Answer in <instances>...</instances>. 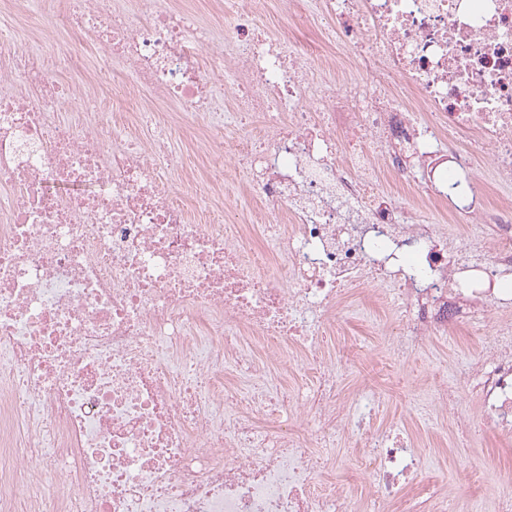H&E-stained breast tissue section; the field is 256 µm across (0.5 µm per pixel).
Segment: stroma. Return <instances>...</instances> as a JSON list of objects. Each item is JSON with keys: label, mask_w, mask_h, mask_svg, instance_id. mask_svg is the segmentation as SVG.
I'll use <instances>...</instances> for the list:
<instances>
[{"label": "stroma", "mask_w": 512, "mask_h": 512, "mask_svg": "<svg viewBox=\"0 0 512 512\" xmlns=\"http://www.w3.org/2000/svg\"><path fill=\"white\" fill-rule=\"evenodd\" d=\"M82 65L76 72L54 70V78L62 83L81 81L96 99L89 110L99 116L112 113V82L124 76L122 67L103 59L95 45L81 47ZM126 111L154 112L156 121L145 127L140 138L151 143L164 137L169 150L184 159L172 176L174 190L190 188L210 189L214 199L223 208H241L245 219H253L255 206L226 184L221 173L214 169L210 152L215 138L211 130L189 128L175 116L171 107L153 104L146 96L137 95L126 105ZM372 293L362 288L348 299L338 320L341 335L331 337L324 349L333 356L344 344H356L360 352L343 367L337 368L336 380L342 390L343 403L352 405L357 413H370L372 429L385 431L398 428L405 431L422 454L423 466L414 481V489L421 496L440 493L447 499H462L474 512H495L502 490L512 481V437L486 433L484 438L463 443L455 431L460 422L481 425L487 413L474 384L462 386L449 412L436 409L429 401L433 387L446 382L455 366L478 357L481 335L496 333L501 312L492 304H484L473 320L478 333L460 329L438 332L427 341L409 346L402 358H394L381 338L391 331V316L402 315L405 304L392 298L390 314L379 315L373 322L366 321L362 307ZM360 433L355 424H346L336 440L334 452L342 463L330 476L339 494L348 497L357 508H365L372 496L357 466L350 463V455L357 451Z\"/></svg>", "instance_id": "stroma-1"}]
</instances>
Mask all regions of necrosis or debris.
Wrapping results in <instances>:
<instances>
[{"instance_id":"4bbe7bcc","label":"necrosis or debris","mask_w":512,"mask_h":512,"mask_svg":"<svg viewBox=\"0 0 512 512\" xmlns=\"http://www.w3.org/2000/svg\"><path fill=\"white\" fill-rule=\"evenodd\" d=\"M107 4L69 0L24 53L23 29L0 31V512H348L325 480L346 417L320 355L337 309L376 282L377 299L405 300L413 343L468 328L469 305L512 269V204L486 198L512 183V0H318L300 20L332 58L266 37L265 0H226L220 47L160 0ZM62 32L91 38L186 125L243 129L218 164L272 217L262 242L172 190L179 158L138 142L151 113L103 129L85 112L55 119L81 94L48 73L51 55L73 57ZM443 134L485 145L493 176L452 150L406 220L392 190ZM448 197L463 249L435 247ZM487 227L493 255L457 279ZM294 351L312 373L304 394L269 380ZM473 380L491 428L512 433V327L459 365L456 384ZM286 411L303 432L279 427ZM363 446L372 512H438L412 493L421 460L402 434Z\"/></svg>"}]
</instances>
